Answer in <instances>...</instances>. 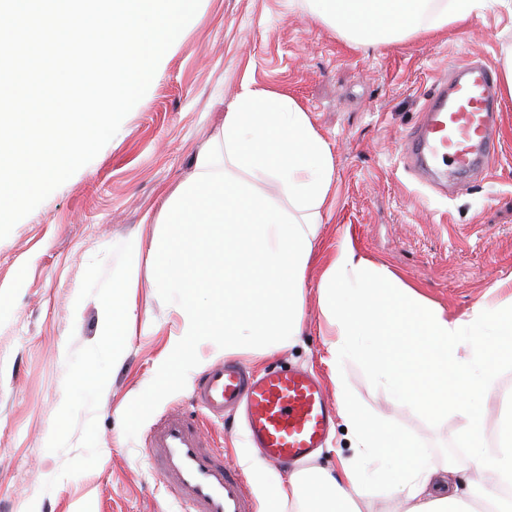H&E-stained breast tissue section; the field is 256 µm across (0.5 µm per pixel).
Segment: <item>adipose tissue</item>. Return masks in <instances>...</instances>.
Wrapping results in <instances>:
<instances>
[{"label":"adipose tissue","instance_id":"obj_1","mask_svg":"<svg viewBox=\"0 0 512 512\" xmlns=\"http://www.w3.org/2000/svg\"><path fill=\"white\" fill-rule=\"evenodd\" d=\"M303 11L329 21L351 42L383 44L467 20L490 4L512 11V0H295ZM334 159L327 140L290 95L245 88L224 114L221 139L196 158L192 181L171 192L161 224L222 225L218 241L174 240L155 234L149 246L176 253L178 271L159 280L155 296L182 311L187 338L220 336L225 353L289 347L299 335L304 277L329 210ZM133 236L121 244L120 293L102 307L99 349L123 359L117 337L136 326V289L145 246ZM212 291L199 307L195 291ZM319 305L331 339L339 415L359 453L331 467L294 470L273 481L255 467L256 482L272 485L268 512H363L377 491L400 496L403 512H512V409L487 439L485 398L512 365V294L478 303L462 317L405 283L392 269L358 256L343 238L321 277ZM422 412H461L462 448L480 457L452 468L467 474L462 491L438 496L437 475L412 437L366 418L346 391L347 364Z\"/></svg>","mask_w":512,"mask_h":512}]
</instances>
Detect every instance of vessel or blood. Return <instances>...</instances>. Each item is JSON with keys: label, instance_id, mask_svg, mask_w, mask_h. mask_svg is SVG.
Segmentation results:
<instances>
[{"label": "vessel or blood", "instance_id": "vessel-or-blood-1", "mask_svg": "<svg viewBox=\"0 0 512 512\" xmlns=\"http://www.w3.org/2000/svg\"><path fill=\"white\" fill-rule=\"evenodd\" d=\"M499 107L495 71L459 64L429 94L403 140L405 159L431 180L443 165L470 173L489 168L498 152ZM228 412L242 414L250 447L275 465L324 448L334 423L323 382L306 371L258 374L232 360L208 366L196 380L191 409L165 412L145 437L148 459L180 512H255L243 476L209 431Z\"/></svg>", "mask_w": 512, "mask_h": 512}]
</instances>
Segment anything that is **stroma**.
<instances>
[{
    "instance_id": "stroma-1",
    "label": "stroma",
    "mask_w": 512,
    "mask_h": 512,
    "mask_svg": "<svg viewBox=\"0 0 512 512\" xmlns=\"http://www.w3.org/2000/svg\"><path fill=\"white\" fill-rule=\"evenodd\" d=\"M511 46L512 12L501 7L356 47L289 0H201L115 137L0 240V512H178L145 435L167 407H190L195 379L224 357L223 337L180 343L178 311L151 288L172 259L146 251L136 302L152 330L121 337L118 365L93 348L121 241L137 234L151 242L164 194L192 179L196 154L212 145L247 83L299 102L331 146L335 178L305 275L300 336L235 360L303 368L333 388L318 288L347 236L359 256L388 265L451 316L490 298L512 277V99L501 101L495 163L464 189L442 194L421 184L402 139L451 68L476 55L501 69ZM343 380L366 416L416 438L434 464L464 456L456 413H418L355 364Z\"/></svg>"
}]
</instances>
